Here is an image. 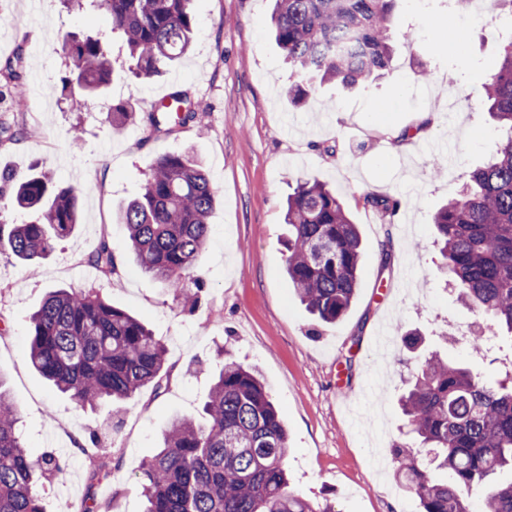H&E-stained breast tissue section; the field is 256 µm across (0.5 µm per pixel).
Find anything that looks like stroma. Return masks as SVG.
<instances>
[{"label": "stroma", "mask_w": 512, "mask_h": 512, "mask_svg": "<svg viewBox=\"0 0 512 512\" xmlns=\"http://www.w3.org/2000/svg\"><path fill=\"white\" fill-rule=\"evenodd\" d=\"M273 7L274 0H192L191 51L144 80L134 76L105 12L63 0H0V13L12 18L0 28V67L19 53L28 63L25 105L0 93V170L43 174L84 191L79 226L35 266L0 251V384L19 407L29 451L58 457L66 470L62 479L39 475L43 512H75L90 491L110 512H143L139 473L171 416L201 415L223 347L258 369L278 404L289 437L285 466L297 491L337 512H418L393 467L375 462L402 436L398 397L410 373L434 350L488 383L505 372L473 355L465 340L443 341L454 321L486 331L501 354L512 352L489 316L447 289L432 238L437 209L494 155L500 138L474 79L499 60L506 37L492 22V0H432L427 7L399 0L384 74L352 90L309 79L300 104L288 99L298 77L271 37ZM444 23L464 27L461 44L439 42ZM99 32L110 36L111 84L93 96L64 94L61 42ZM178 89L189 94L194 120L170 134L151 132V99ZM121 102L139 112L137 123L113 126L109 111ZM376 105L386 106L384 118L374 115ZM10 128L29 135L9 139ZM406 129L413 142L397 144ZM187 149L203 159L216 190L193 312L137 267L117 221L153 161ZM296 181L327 184L360 233L359 288L333 324L307 313L285 272L286 200ZM368 190L399 200L396 215L358 205ZM105 237L118 247L120 269L108 282L86 263ZM386 243L392 252L385 264ZM52 288L97 289L142 319L168 350L172 372L162 390L148 387L125 405L91 409L37 374L27 358L29 317ZM390 315L395 333L415 331L422 344L412 352L395 346L382 363L371 341Z\"/></svg>", "instance_id": "1"}]
</instances>
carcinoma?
<instances>
[{
    "instance_id": "carcinoma-1",
    "label": "carcinoma",
    "mask_w": 512,
    "mask_h": 512,
    "mask_svg": "<svg viewBox=\"0 0 512 512\" xmlns=\"http://www.w3.org/2000/svg\"><path fill=\"white\" fill-rule=\"evenodd\" d=\"M108 12L121 33L131 67L150 78L162 62L187 51L195 29L192 0H83ZM396 0H276L275 40L294 71L354 86L387 69ZM72 68L63 91H98L112 79L107 42L65 39ZM17 55L0 70L3 87L22 83ZM176 108L154 109L149 121L167 133L194 119L184 91ZM489 112L504 131L496 157L474 169L434 216L441 264L457 298L493 319L512 340V38L502 46L497 71L485 84ZM13 183L11 203L38 214L14 224L6 242L12 255L34 263L79 225L80 189L54 185L43 175ZM214 189L188 151L153 162L142 193L118 212L126 228L123 248L145 272L185 296L201 285L198 266L210 235ZM363 205L393 214L398 201L366 192ZM286 271L301 303L333 323L350 308L361 258L357 227L343 201L320 182L298 183L287 201ZM99 275L117 273L115 246L104 238L87 258ZM29 360L60 392L82 406L121 403L168 379L163 341L136 317L97 293L64 288L46 296L29 321ZM410 446L391 444L396 481L419 501L420 512H472L471 492L488 487L481 512H512V481L492 477L512 470V384L482 382L469 369L433 351L399 398ZM206 423L175 415L161 450L140 471L145 512H335L295 490L284 466L287 428L258 372L225 360L204 404ZM18 407L0 389V512H43L35 475L62 476L54 458L34 456L23 444Z\"/></svg>"
}]
</instances>
